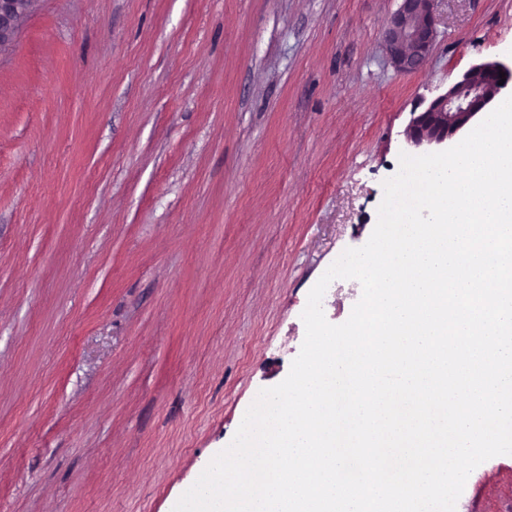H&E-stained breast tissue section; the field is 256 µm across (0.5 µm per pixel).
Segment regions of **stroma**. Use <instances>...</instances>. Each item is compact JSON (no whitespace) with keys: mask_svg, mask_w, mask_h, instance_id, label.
I'll list each match as a JSON object with an SVG mask.
<instances>
[{"mask_svg":"<svg viewBox=\"0 0 512 512\" xmlns=\"http://www.w3.org/2000/svg\"><path fill=\"white\" fill-rule=\"evenodd\" d=\"M399 5L38 0L0 53V512H172L286 378L420 101L512 62V0H434L397 72ZM390 18L385 46L395 69L401 72L418 70L429 56L436 37L434 0H400Z\"/></svg>","mask_w":512,"mask_h":512,"instance_id":"1","label":"stroma"}]
</instances>
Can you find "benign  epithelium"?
I'll return each mask as SVG.
<instances>
[{"label":"benign epithelium","mask_w":512,"mask_h":512,"mask_svg":"<svg viewBox=\"0 0 512 512\" xmlns=\"http://www.w3.org/2000/svg\"><path fill=\"white\" fill-rule=\"evenodd\" d=\"M38 0H0V53L12 46ZM434 0H401L390 18L385 46L395 69L411 72L422 67L436 37ZM506 82H501L500 73ZM512 84V67L499 61L479 63L461 80L437 95L413 117L405 133L410 152L442 149L502 90Z\"/></svg>","instance_id":"obj_1"}]
</instances>
